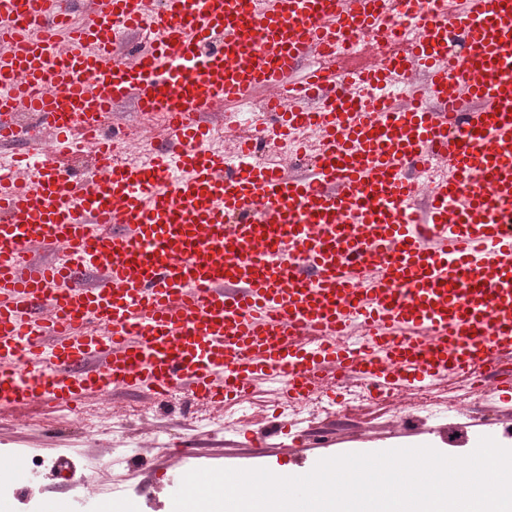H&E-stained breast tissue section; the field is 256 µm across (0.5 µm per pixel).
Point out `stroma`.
<instances>
[{"label":"stroma","mask_w":512,"mask_h":512,"mask_svg":"<svg viewBox=\"0 0 512 512\" xmlns=\"http://www.w3.org/2000/svg\"><path fill=\"white\" fill-rule=\"evenodd\" d=\"M460 393L457 386L443 385L437 389L396 391L389 400H376L340 414L312 416L314 427L332 432L333 454L383 451L394 444L430 446L450 455L463 456L469 451L466 436L480 431L493 437L500 445L512 448V437L503 433L512 427V404L498 405L495 424H484L479 411L496 405L492 395L478 393L468 399L464 408H456ZM136 396L115 400L116 412L104 418L99 434L85 438L68 422L72 415L60 411L53 418L34 412L28 423L13 420L0 413V448L24 460L38 456L50 461L61 460L72 478L47 469L40 473L42 490L31 501L15 499L11 512H46L47 505L67 502L81 495L82 479L93 481L103 503L117 504L149 492L157 470L170 462L169 442L176 437L192 440L204 466L234 467L253 456V449L241 446L237 434L226 433L201 424L200 413L180 407H154L142 420L127 418L128 409L141 405ZM444 411L433 414L434 404ZM64 469V470H65Z\"/></svg>","instance_id":"stroma-1"}]
</instances>
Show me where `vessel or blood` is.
<instances>
[{
    "instance_id": "b4317fda",
    "label": "vessel or blood",
    "mask_w": 512,
    "mask_h": 512,
    "mask_svg": "<svg viewBox=\"0 0 512 512\" xmlns=\"http://www.w3.org/2000/svg\"><path fill=\"white\" fill-rule=\"evenodd\" d=\"M386 16L411 38L351 64L343 34ZM259 90L263 127L217 146L204 114L239 125ZM126 104L164 130L129 160ZM0 140L1 413L351 380L512 400V0H0ZM194 467L176 447L157 484Z\"/></svg>"
}]
</instances>
